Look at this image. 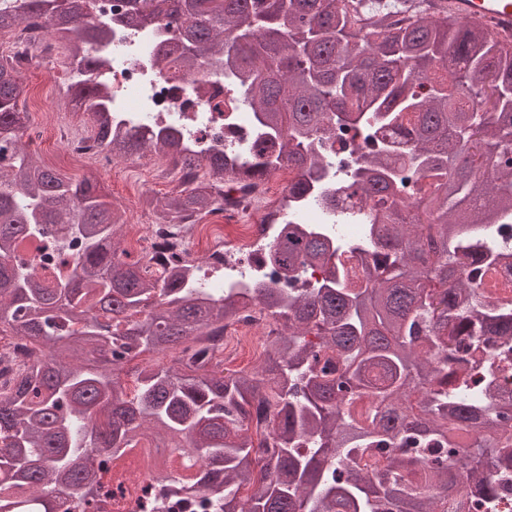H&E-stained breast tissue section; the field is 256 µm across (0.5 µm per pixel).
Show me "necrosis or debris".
<instances>
[{"instance_id": "4bbe7bcc", "label": "necrosis or debris", "mask_w": 512, "mask_h": 512, "mask_svg": "<svg viewBox=\"0 0 512 512\" xmlns=\"http://www.w3.org/2000/svg\"><path fill=\"white\" fill-rule=\"evenodd\" d=\"M95 15L111 20L112 35L90 53L105 58L95 72L97 81L112 98L113 130L120 132H174L182 153L205 163L213 150L226 161L242 159L262 150L266 138L243 112L233 110L223 72L203 65L190 71L168 73L157 59L179 35L178 22L140 29L120 23L129 0H93ZM18 36L0 37V52H7L21 73L35 65L55 67L61 40L43 24L22 22ZM59 84L45 87L40 107L30 109L27 136L43 141L54 135L65 154L75 162H89L101 172L112 168V156L100 142L83 135L72 115L55 109ZM383 132L336 128L324 141L326 164L317 183L318 199L304 205L289 198L288 188L297 178L294 169L271 171L258 184L225 187L224 207L201 215L188 231L171 224L139 222L146 250L157 267H170L177 255L194 257L193 275L212 288H248L259 274L253 259L269 254L282 225L306 222L308 227L354 243L364 236L360 216L372 206L369 198L350 191L361 148H378Z\"/></svg>"}]
</instances>
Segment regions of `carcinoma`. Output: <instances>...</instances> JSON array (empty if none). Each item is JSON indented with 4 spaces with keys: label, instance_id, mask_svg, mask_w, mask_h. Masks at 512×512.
Segmentation results:
<instances>
[{
    "label": "carcinoma",
    "instance_id": "carcinoma-1",
    "mask_svg": "<svg viewBox=\"0 0 512 512\" xmlns=\"http://www.w3.org/2000/svg\"><path fill=\"white\" fill-rule=\"evenodd\" d=\"M134 0L126 22L181 24L175 60L224 69L238 103L277 141L242 173L298 171L289 196L311 199L323 167L315 144L339 124L383 128L413 147L363 152L353 184L389 208L365 215L370 244L353 284L333 244L287 226L271 273L251 288L213 289L187 266L152 269L121 247L125 211L94 176L47 168L22 142L23 77L0 59V340L25 339L34 357L0 382V512H52L61 485L75 507L105 512L97 461L119 486L129 459L153 476L151 499L180 512H495L512 486V394L499 391L512 359V289L476 298L472 281L512 267L487 227L512 222V36L462 22L444 0ZM66 42L68 104L94 116L112 159H193L173 137L112 140L100 116L86 48L106 36L90 0H24ZM213 180L164 199L145 197L160 224L219 208ZM434 173L429 187L419 180ZM417 186L414 214L399 205ZM60 225L81 245L66 276L24 267L18 248ZM327 268L316 288L284 293L282 277ZM273 320L265 367L224 371L213 356L247 307ZM129 390L118 374L144 352ZM176 451L160 460L159 443ZM465 478L473 493L460 499Z\"/></svg>",
    "mask_w": 512,
    "mask_h": 512
}]
</instances>
